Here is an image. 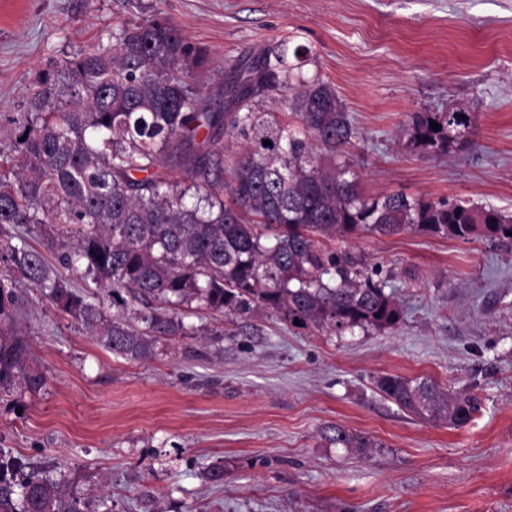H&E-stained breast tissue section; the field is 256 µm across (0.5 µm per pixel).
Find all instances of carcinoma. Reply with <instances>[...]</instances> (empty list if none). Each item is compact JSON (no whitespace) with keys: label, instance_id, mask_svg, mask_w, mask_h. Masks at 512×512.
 <instances>
[{"label":"carcinoma","instance_id":"cac0c4a2","mask_svg":"<svg viewBox=\"0 0 512 512\" xmlns=\"http://www.w3.org/2000/svg\"><path fill=\"white\" fill-rule=\"evenodd\" d=\"M309 57L285 37L225 68L205 96L195 76L213 64L209 50L155 18L40 74L31 110L10 121L19 161L0 171L1 389L44 385L16 323L18 276L113 355L137 360L160 338L194 335L184 318L200 310L268 313L303 334L395 331L388 279L350 249L366 234L512 243V215L490 205L363 195L360 134L335 88L303 75ZM268 99L288 111H258ZM474 125L463 106L414 112L397 143L448 156ZM226 137L240 144L228 160ZM376 388L431 423L461 427L477 410L475 396L428 377L382 375ZM326 439L360 456L376 447L338 425ZM0 512L112 510L0 448Z\"/></svg>","mask_w":512,"mask_h":512}]
</instances>
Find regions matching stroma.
<instances>
[{
	"instance_id": "stroma-1",
	"label": "stroma",
	"mask_w": 512,
	"mask_h": 512,
	"mask_svg": "<svg viewBox=\"0 0 512 512\" xmlns=\"http://www.w3.org/2000/svg\"><path fill=\"white\" fill-rule=\"evenodd\" d=\"M162 17L223 65L284 36L330 82L361 135L360 190L464 197L512 213V0H0V149L38 73ZM462 104L471 146L428 158L396 145L410 113ZM391 274L392 333L299 335L274 317H190L193 336L127 360L23 288L40 391L0 392V448L64 471L114 512H512V246L418 232L365 235ZM381 375L429 377L479 409L454 428L386 400ZM371 436L370 457L330 445ZM223 462L221 486L203 477ZM325 437L329 442L336 444V447L351 448L359 456H366L370 448H376V443L369 436L349 432L338 425L331 426Z\"/></svg>"
}]
</instances>
